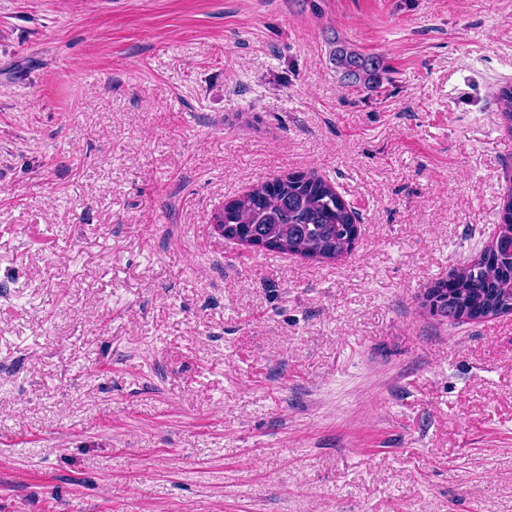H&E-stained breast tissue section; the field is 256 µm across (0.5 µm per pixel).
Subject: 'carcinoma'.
<instances>
[{
	"label": "carcinoma",
	"mask_w": 512,
	"mask_h": 512,
	"mask_svg": "<svg viewBox=\"0 0 512 512\" xmlns=\"http://www.w3.org/2000/svg\"><path fill=\"white\" fill-rule=\"evenodd\" d=\"M329 61L352 84L377 86L386 72L380 57L363 55L339 39ZM495 101L512 133V83L498 89ZM214 223L224 225L228 240L263 239L278 253L317 261L342 258L359 235L358 213L334 184L312 172H292L254 186L215 213ZM496 227L493 247L452 267L429 288L430 313L460 324L512 312V187Z\"/></svg>",
	"instance_id": "obj_1"
}]
</instances>
